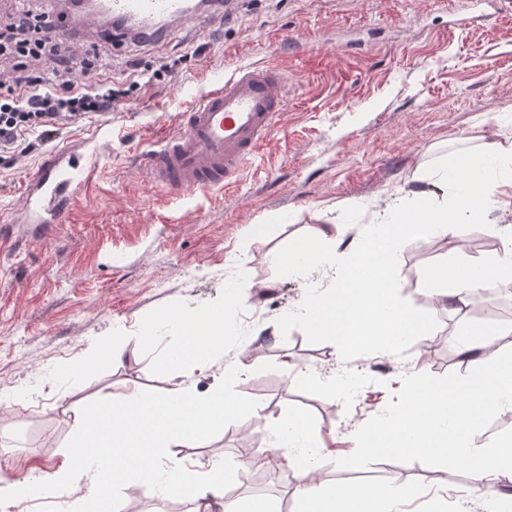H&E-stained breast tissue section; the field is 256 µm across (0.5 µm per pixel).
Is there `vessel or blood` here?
Listing matches in <instances>:
<instances>
[{
  "label": "vessel or blood",
  "instance_id": "obj_1",
  "mask_svg": "<svg viewBox=\"0 0 512 512\" xmlns=\"http://www.w3.org/2000/svg\"><path fill=\"white\" fill-rule=\"evenodd\" d=\"M100 8L118 19L157 23L192 16L189 0H101ZM287 103L284 75L273 65L242 66L208 82L184 112L178 130L162 137L145 156L150 178L179 196L232 187ZM111 138L107 121L89 140L85 163L74 162L65 150L44 161L25 183L24 223H65L98 182L99 145Z\"/></svg>",
  "mask_w": 512,
  "mask_h": 512
}]
</instances>
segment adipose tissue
I'll list each match as a JSON object with an SVG mask.
<instances>
[{
    "instance_id": "obj_1",
    "label": "adipose tissue",
    "mask_w": 512,
    "mask_h": 512,
    "mask_svg": "<svg viewBox=\"0 0 512 512\" xmlns=\"http://www.w3.org/2000/svg\"><path fill=\"white\" fill-rule=\"evenodd\" d=\"M492 161L484 170V161ZM423 177L442 185V198H413L379 211L367 225L362 247L339 263L329 283L306 284L292 317L319 336L338 356H399L414 336L429 334L427 324L397 295L399 248L419 241L428 227L456 242L464 222H482L501 207L502 189H512V141L483 143L479 152L458 155L452 164L423 170ZM332 236L321 230L273 261L303 273L323 266L322 246ZM426 294L438 308L460 311L482 293L512 285V241L478 264H443L427 269ZM242 299L229 289L223 309L175 311L172 323L182 336L174 364L204 372L221 354L224 317ZM484 330L469 328L459 353L469 362L468 378L448 385L432 381L423 367L399 378L403 401L387 415L361 423L352 433L354 450L370 454L428 456L448 471L471 470L482 496L512 505L503 490L512 486V442L472 443L477 423L512 417V356L503 355L479 338ZM245 366L226 365L207 395L193 384L173 382L159 394L131 388L114 393L112 402L74 417L76 438L69 451L68 475L60 476L57 492L77 506L95 512L100 494L115 498L130 476H138L159 496L187 500L190 512H270L268 502L226 500L227 471L223 455L187 462L181 448L205 445L212 433L248 410L230 390ZM272 438L259 448L257 461L272 465L287 459L300 473L298 512H401L408 488L328 482L315 462L324 450L315 429L296 418L267 423Z\"/></svg>"
}]
</instances>
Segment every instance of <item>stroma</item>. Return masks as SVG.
Masks as SVG:
<instances>
[{
    "mask_svg": "<svg viewBox=\"0 0 512 512\" xmlns=\"http://www.w3.org/2000/svg\"><path fill=\"white\" fill-rule=\"evenodd\" d=\"M453 0H256L235 6L226 23L172 24L132 54L87 31L82 50L98 49L104 75L124 90L112 114L115 136L100 157L101 178L57 233L25 225L21 243L0 244V476L34 475L38 485L9 512H69L54 486L74 432L75 412L111 403L123 386L164 391L170 371L161 357L180 338L169 323L177 309L223 306L227 289L241 286L242 304L224 329L222 354L211 369L192 374L199 395L232 362L246 368L237 396L265 407L275 420H309L335 454L320 458L327 480L345 485L409 487L416 507L432 512L434 494L448 483L472 485L468 471L448 473L424 456L351 453L356 425L387 407L390 380L402 361L376 357L336 363L330 348L282 315L301 297L300 277L273 255L335 228L343 244L362 243L361 229L376 208L414 191L435 194L417 171L455 158L479 139H512V9L484 6L461 29H449ZM186 54L178 75L130 87L126 62L142 68L157 57ZM275 64L288 78V105L272 133L228 191L175 197L152 183L140 161L154 142L176 131L191 96L206 79L242 64ZM90 116L61 126L32 153L0 158V225L23 206L24 184L54 150L94 132ZM266 225L262 236L252 227ZM475 227L457 252L426 233L423 245L400 249L398 293L420 309L438 347L423 360L430 379L455 384L470 367L457 341L471 315L424 307L423 274L450 261L479 263L492 251L473 245ZM486 322L499 350L512 355V288L490 295ZM123 327L122 363L90 354L93 344ZM259 334L263 346L248 354ZM363 373L351 411L322 385L284 380L282 361ZM241 416L216 430L208 445L187 449L206 457L222 449L227 497L263 499L275 512L295 502L296 471L276 465L255 484L245 462L267 439Z\"/></svg>",
    "mask_w": 512,
    "mask_h": 512,
    "instance_id": "obj_1",
    "label": "stroma"
}]
</instances>
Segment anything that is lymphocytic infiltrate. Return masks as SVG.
I'll return each instance as SVG.
<instances>
[{
  "label": "lymphocytic infiltrate",
  "mask_w": 512,
  "mask_h": 512,
  "mask_svg": "<svg viewBox=\"0 0 512 512\" xmlns=\"http://www.w3.org/2000/svg\"><path fill=\"white\" fill-rule=\"evenodd\" d=\"M0 57L14 63L12 77L0 80L1 153H28L59 126L114 111L121 98L94 60L78 55L54 27L34 24L30 12L0 26ZM48 62L55 66L51 84L36 72Z\"/></svg>",
  "instance_id": "1"
}]
</instances>
